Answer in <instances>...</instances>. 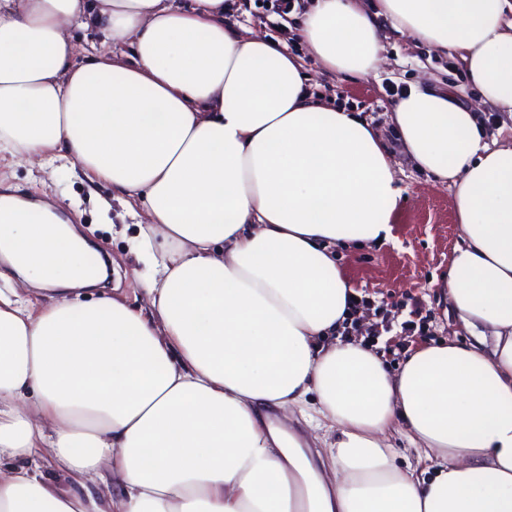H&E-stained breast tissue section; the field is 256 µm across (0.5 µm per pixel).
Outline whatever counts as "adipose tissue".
I'll list each match as a JSON object with an SVG mask.
<instances>
[{"instance_id": "adipose-tissue-1", "label": "adipose tissue", "mask_w": 512, "mask_h": 512, "mask_svg": "<svg viewBox=\"0 0 512 512\" xmlns=\"http://www.w3.org/2000/svg\"><path fill=\"white\" fill-rule=\"evenodd\" d=\"M380 2L512 119V0ZM76 24L103 36L81 64ZM298 36L339 75L385 51L362 0H308ZM392 120L453 190L444 300L476 338L396 374L342 335L356 291L335 247L389 241L402 200L370 123L316 99L287 46L242 34L224 0H0V153L77 163L149 217L146 305L87 303L70 291L101 278L89 245L0 196V253L67 290L35 311L0 289V512H512V141L488 144L452 91L411 87Z\"/></svg>"}]
</instances>
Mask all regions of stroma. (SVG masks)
<instances>
[{"label": "stroma", "mask_w": 512, "mask_h": 512, "mask_svg": "<svg viewBox=\"0 0 512 512\" xmlns=\"http://www.w3.org/2000/svg\"><path fill=\"white\" fill-rule=\"evenodd\" d=\"M234 19L250 32L286 40L289 50L300 53L295 39L286 38L274 25L267 0H238ZM385 62L365 77L339 76L305 61L304 67L317 92L361 113L380 132L395 162L396 180L403 204L395 218L390 242L364 249L337 248L342 269L368 308L356 325L355 338L371 339L375 351L390 372H399L418 347L439 343L454 335L455 316L446 312L443 287L448 256L459 241L453 217L452 190L417 169L400 148L392 122L390 88H409L426 83L447 90L463 85L460 63L432 48L414 43L383 25ZM15 187L18 197L58 206L66 223L76 225L91 248L111 262V274L99 287L82 290L81 299L101 297L143 298V263L132 243L140 235L137 218L112 198V187L91 181L79 165L63 162L55 169L32 168L26 157L0 155V194ZM415 322L414 330H402L403 322ZM390 332H383L384 324Z\"/></svg>", "instance_id": "1"}]
</instances>
